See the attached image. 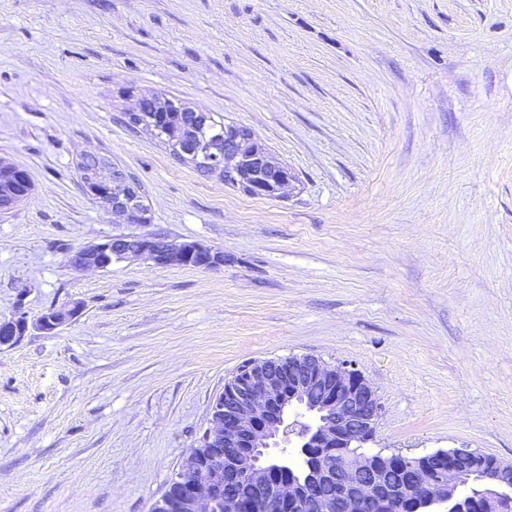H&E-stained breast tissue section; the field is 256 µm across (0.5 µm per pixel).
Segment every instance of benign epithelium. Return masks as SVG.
<instances>
[{
    "instance_id": "1",
    "label": "benign epithelium",
    "mask_w": 512,
    "mask_h": 512,
    "mask_svg": "<svg viewBox=\"0 0 512 512\" xmlns=\"http://www.w3.org/2000/svg\"><path fill=\"white\" fill-rule=\"evenodd\" d=\"M224 183L242 185L254 196L280 194L293 181L288 168L273 160L269 150L251 128L238 125L224 137ZM110 161L100 157L88 173L86 192L123 217L127 224H139L147 216L136 184L128 178L109 174ZM138 256L157 266H178L194 262V267L210 269L224 265V253L198 242L171 244L157 237L124 236L93 243L74 251L70 264L105 270L112 260ZM75 305L56 310L34 324L45 333L58 330L79 313ZM29 330L27 316L21 312L0 319V347L20 341ZM326 386L324 399L312 403L308 391ZM302 409L295 416L290 411ZM381 405L371 384L351 364H329L314 356H294L286 360H254L224 382L212 405L210 425L204 431L215 468L190 452L181 466L196 474L178 498L160 496L154 512H251L248 505L220 502L214 486L221 480L242 478L261 491L260 499L274 512H288L306 485L288 478H275L276 471L288 472L292 459L276 457L272 449L278 440L297 439L296 453L318 459L314 479L334 482L342 512H352L370 493L376 500H387L392 489L387 471L401 454L370 457L351 452V448L373 438ZM442 465L444 485L428 492L422 500L409 501L404 493L398 500L403 512H457L456 498L460 479L477 468L479 452L470 448L439 449L433 452Z\"/></svg>"
}]
</instances>
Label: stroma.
I'll return each instance as SVG.
<instances>
[{
    "mask_svg": "<svg viewBox=\"0 0 512 512\" xmlns=\"http://www.w3.org/2000/svg\"><path fill=\"white\" fill-rule=\"evenodd\" d=\"M162 93L252 128L293 173L257 197L126 127ZM97 153L151 209L124 224ZM0 316L79 303L0 347V512H150L251 360L351 363L364 453L512 463V0H0ZM158 234L213 270L70 253ZM94 156L100 159L97 165L96 161L91 159L80 162L77 167L79 178L83 184L84 171L96 166L87 175L86 192L102 203L112 214L122 216L126 224H141L148 213L143 211L145 204L136 184L127 177L106 175L105 173H109V170L112 169V165L107 158L101 155H85L83 159ZM114 183H124L125 187L116 190ZM8 164L0 163V192L1 197L7 198L10 197L13 200L24 201L31 195V183H27L26 185L21 182L14 181L10 178V175H13L15 178L19 180L26 181L28 179L27 172L14 165H9V170L7 167ZM21 201V202H22ZM80 307L78 304L68 309L56 310L44 317L40 322L34 323L33 326L38 330L45 333H52L58 330L67 320L72 319L79 313Z\"/></svg>",
    "mask_w": 512,
    "mask_h": 512,
    "instance_id": "35a3bbf8",
    "label": "stroma"
}]
</instances>
